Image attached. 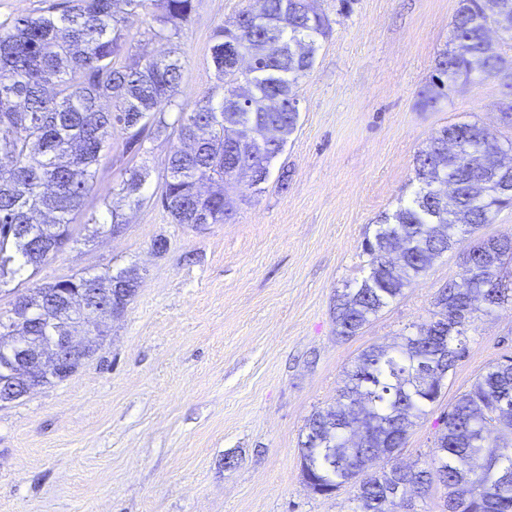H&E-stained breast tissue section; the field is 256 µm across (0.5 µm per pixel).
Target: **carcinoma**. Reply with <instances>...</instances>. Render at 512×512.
Returning <instances> with one entry per match:
<instances>
[{
	"instance_id": "obj_1",
	"label": "carcinoma",
	"mask_w": 512,
	"mask_h": 512,
	"mask_svg": "<svg viewBox=\"0 0 512 512\" xmlns=\"http://www.w3.org/2000/svg\"><path fill=\"white\" fill-rule=\"evenodd\" d=\"M195 0H71L59 15L54 6L0 23V289L21 272L35 275L73 241L75 216L91 191L101 151L112 130L126 134L127 149L165 134L197 141L191 154L174 150L166 160L161 205L176 224H223L249 200L245 186L229 175L240 148L269 177L273 159L295 131L300 113L290 100L314 64L317 43L331 21L307 0H253L231 26L212 34L211 59L224 81V97L186 110L177 100L181 63L176 52L144 53L120 61L125 15L151 4V36L170 41L190 21ZM451 21L450 47L435 59L422 105L448 98L475 72L499 74L506 60L486 39L482 0H465ZM253 54L245 74L226 69L224 46ZM512 152V140L477 121L444 126L414 158L416 190L409 202L378 219L365 238L369 274L336 296L337 336L360 333L384 307L402 295L410 279L425 273L458 238L473 235L495 212L512 206V170L498 169L497 154ZM149 170L140 166L120 183L127 204L143 202ZM512 261V235L479 236L463 258L471 288L448 284L434 300L430 320L401 334L390 346L364 349L344 370L336 401L313 413L300 442L302 476L326 495L356 487L358 512H386L384 502L397 469L384 458L405 447L416 420L440 398L444 379L467 353L474 315L490 314L512 300L503 280ZM134 274L82 273L62 277L18 298L43 303L18 322L29 335H53L59 288H85L107 299L112 280ZM436 444L444 454L429 466H409L416 498L432 484L447 490L443 512H512V359L490 365L456 399L443 418Z\"/></svg>"
}]
</instances>
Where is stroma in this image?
Listing matches in <instances>:
<instances>
[{"instance_id": "35a3bbf8", "label": "stroma", "mask_w": 512, "mask_h": 512, "mask_svg": "<svg viewBox=\"0 0 512 512\" xmlns=\"http://www.w3.org/2000/svg\"><path fill=\"white\" fill-rule=\"evenodd\" d=\"M177 41L178 100L222 99L210 60L215 27L247 0H195ZM332 33L300 81L298 128L261 193L224 224L173 223L157 201L175 138L130 158L113 132L86 215L100 221L41 267L30 288L75 272L137 269L134 297L100 348L70 377L0 407V512H354V489L330 495L301 474L308 418L332 404L366 347L428 320L439 288L461 281L470 238L436 258L360 334L341 339L337 291L369 273L362 242L377 217L408 201L413 161L442 126L476 120L512 137L502 76L475 73L435 106L420 104L450 42L457 0H312ZM144 11L124 25L122 61L163 56ZM149 170L144 202L112 235L104 200L131 161ZM288 172V187L277 178ZM167 249H153L156 239ZM442 396L385 467L430 463L444 412L485 368L512 356V302L477 315Z\"/></svg>"}]
</instances>
